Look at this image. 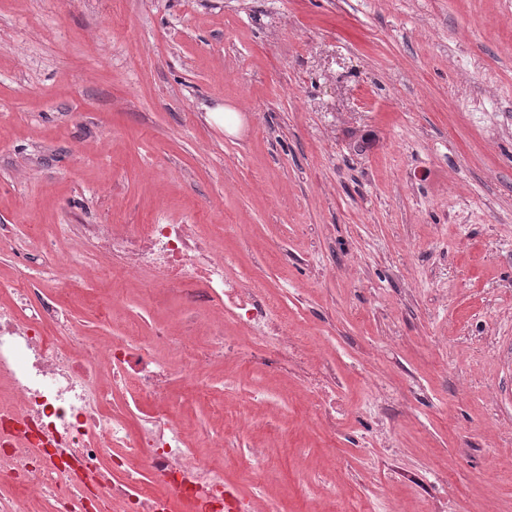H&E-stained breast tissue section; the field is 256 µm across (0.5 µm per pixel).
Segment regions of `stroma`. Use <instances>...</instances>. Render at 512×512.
I'll return each instance as SVG.
<instances>
[{
    "mask_svg": "<svg viewBox=\"0 0 512 512\" xmlns=\"http://www.w3.org/2000/svg\"><path fill=\"white\" fill-rule=\"evenodd\" d=\"M2 224L89 336L183 307L101 324L77 224L199 225L275 294L307 353L201 378L264 401L266 481L224 471L278 512H512V0H0Z\"/></svg>",
    "mask_w": 512,
    "mask_h": 512,
    "instance_id": "obj_1",
    "label": "stroma"
}]
</instances>
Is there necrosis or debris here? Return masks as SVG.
Wrapping results in <instances>:
<instances>
[{
	"label": "necrosis or debris",
	"instance_id": "necrosis-or-debris-1",
	"mask_svg": "<svg viewBox=\"0 0 512 512\" xmlns=\"http://www.w3.org/2000/svg\"><path fill=\"white\" fill-rule=\"evenodd\" d=\"M121 273L151 271L157 283H181L180 298L219 318L206 341L156 327L146 337L84 336L59 293L25 283L0 288V512H225L224 461L232 441L212 434L198 452L182 428L172 385L202 367L242 360L264 368L288 351V318L277 298H257L227 274L224 259L192 224H85ZM126 392L137 412L112 413ZM121 455H113V447Z\"/></svg>",
	"mask_w": 512,
	"mask_h": 512
}]
</instances>
